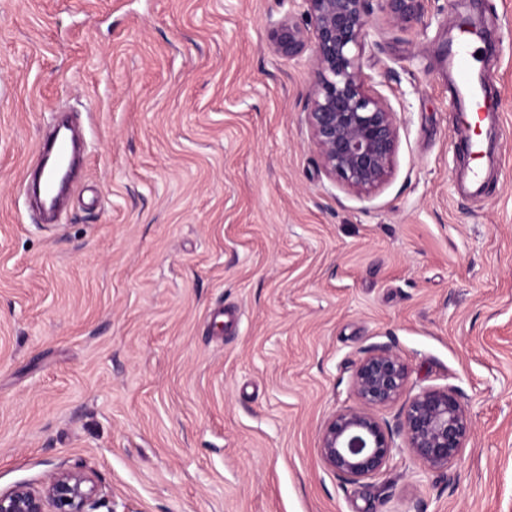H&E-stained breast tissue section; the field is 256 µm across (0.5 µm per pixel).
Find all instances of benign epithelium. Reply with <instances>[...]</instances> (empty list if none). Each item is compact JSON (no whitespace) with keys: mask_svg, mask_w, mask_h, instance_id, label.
<instances>
[{"mask_svg":"<svg viewBox=\"0 0 512 512\" xmlns=\"http://www.w3.org/2000/svg\"><path fill=\"white\" fill-rule=\"evenodd\" d=\"M300 2L307 26L290 12L269 28V44L281 55L311 50V141L329 176L350 189L372 191L389 178L399 143L396 112L358 64L372 27L373 0ZM382 2L388 21L403 28L421 22L428 0ZM407 385L406 367L393 349H370L360 358L352 378L359 406L336 412L319 439L323 460L345 481L358 484L380 473L396 448V434L432 469L448 467L466 447L470 420L453 388H424L408 397L393 426L381 416L406 394ZM98 504L95 481L70 470L54 472L39 487L0 491V512H96Z\"/></svg>","mask_w":512,"mask_h":512,"instance_id":"benign-epithelium-1","label":"benign epithelium"}]
</instances>
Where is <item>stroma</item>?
Returning <instances> with one entry per match:
<instances>
[{"label":"stroma","mask_w":512,"mask_h":512,"mask_svg":"<svg viewBox=\"0 0 512 512\" xmlns=\"http://www.w3.org/2000/svg\"><path fill=\"white\" fill-rule=\"evenodd\" d=\"M297 0H0V491L92 475L107 512H512V0L375 9L362 71L400 122L358 193L310 141ZM497 101L481 193L457 139L459 17ZM82 190L57 224L22 191L52 112ZM224 324H217V315ZM450 386L473 435L434 470L396 448L346 483L319 434L365 350Z\"/></svg>","instance_id":"1"}]
</instances>
